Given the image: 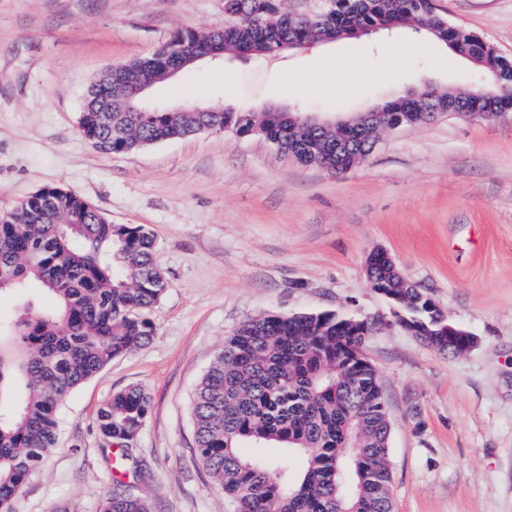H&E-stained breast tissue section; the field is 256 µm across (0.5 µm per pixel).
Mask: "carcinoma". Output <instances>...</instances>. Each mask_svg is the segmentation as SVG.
I'll use <instances>...</instances> for the list:
<instances>
[{
    "label": "carcinoma",
    "mask_w": 512,
    "mask_h": 512,
    "mask_svg": "<svg viewBox=\"0 0 512 512\" xmlns=\"http://www.w3.org/2000/svg\"><path fill=\"white\" fill-rule=\"evenodd\" d=\"M421 0H329L325 9L283 24L264 0H224V51L278 55L281 46L310 45L357 37L358 30L385 27L423 30L459 57L481 63L490 87L482 93H441L471 112L512 111V93L498 90L495 72L504 61L476 33L461 43L442 16ZM196 50L214 46L213 30L181 28L170 38ZM145 60L114 70L112 82L93 83L80 112L81 135L106 153L184 138L216 126L242 137L260 136L292 147L307 136L347 138L354 150L331 153L309 166L347 169L373 150L350 127L310 130L293 112H95L104 97H129L128 80ZM373 111L395 121L407 112L421 117L416 99H393ZM154 235L142 224H113L75 192L45 186L0 220V295L33 290L53 306L27 305L12 325L0 326V512H13L19 489L56 447L58 409L74 388L112 360L141 348L155 333L148 317L165 280L153 263ZM378 285L397 277L385 261L366 268ZM391 305L411 319L414 336L455 355L448 338L428 335L433 315L421 288H390ZM372 326L336 312L270 313L244 320L198 384L192 399L195 456L234 506V512H391L390 419L377 372L364 353ZM151 396L140 386L112 395L96 424L102 439L130 446L149 415ZM249 447L276 448L275 464L249 455ZM102 512H153L150 499L113 479Z\"/></svg>",
    "instance_id": "obj_1"
}]
</instances>
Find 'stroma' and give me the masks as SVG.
<instances>
[{
  "label": "stroma",
  "instance_id": "stroma-1",
  "mask_svg": "<svg viewBox=\"0 0 512 512\" xmlns=\"http://www.w3.org/2000/svg\"><path fill=\"white\" fill-rule=\"evenodd\" d=\"M435 6L512 58V0ZM223 22L224 0H0V215L42 187L72 190L112 223L149 226L166 281L149 344L61 403L58 446L15 512H101L119 452L96 413L133 385L152 405L125 462L131 492L156 512H228L193 453V393L243 320L326 311L380 322L364 352L391 423L392 512H512V114L385 131L337 175L229 131L128 154L81 137L85 93L108 66L152 55L177 29ZM338 56L376 67L380 80L332 86L323 61ZM480 78L402 29L274 58L228 54L156 86L152 100L348 118L428 82L460 91ZM377 248L477 336L474 348L449 356L396 324L366 278Z\"/></svg>",
  "mask_w": 512,
  "mask_h": 512
}]
</instances>
